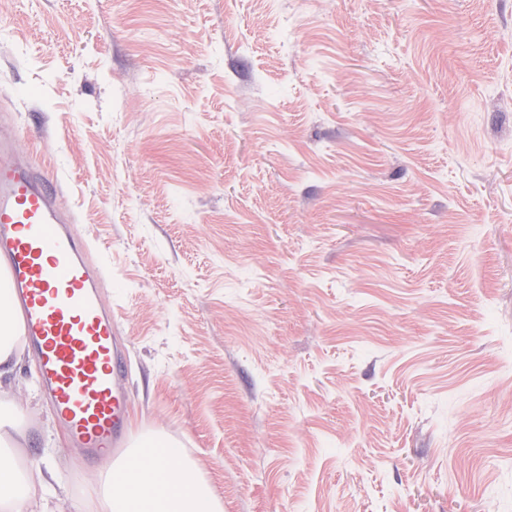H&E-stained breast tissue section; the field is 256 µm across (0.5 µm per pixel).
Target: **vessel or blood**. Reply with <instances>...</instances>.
<instances>
[{"label": "vessel or blood", "instance_id": "obj_1", "mask_svg": "<svg viewBox=\"0 0 512 512\" xmlns=\"http://www.w3.org/2000/svg\"><path fill=\"white\" fill-rule=\"evenodd\" d=\"M52 181L0 133V262L40 360L45 398L75 447H120L125 356L98 294V270Z\"/></svg>", "mask_w": 512, "mask_h": 512}]
</instances>
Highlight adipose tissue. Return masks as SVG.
I'll return each mask as SVG.
<instances>
[{
    "label": "adipose tissue",
    "instance_id": "obj_1",
    "mask_svg": "<svg viewBox=\"0 0 512 512\" xmlns=\"http://www.w3.org/2000/svg\"><path fill=\"white\" fill-rule=\"evenodd\" d=\"M7 278L0 271V385L10 382L22 353L20 314L6 296ZM18 406L0 403V512H53L47 491L52 470L23 472L15 448L22 436ZM165 440H137L131 450L141 469L104 459L91 480L82 512H221L209 486L184 464L180 450L165 452Z\"/></svg>",
    "mask_w": 512,
    "mask_h": 512
}]
</instances>
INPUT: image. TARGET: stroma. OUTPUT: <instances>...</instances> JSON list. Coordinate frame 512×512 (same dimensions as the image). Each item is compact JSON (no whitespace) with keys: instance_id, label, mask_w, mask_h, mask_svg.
Wrapping results in <instances>:
<instances>
[{"instance_id":"stroma-1","label":"stroma","mask_w":512,"mask_h":512,"mask_svg":"<svg viewBox=\"0 0 512 512\" xmlns=\"http://www.w3.org/2000/svg\"><path fill=\"white\" fill-rule=\"evenodd\" d=\"M0 131L224 512H512V0H0ZM23 468L79 512L26 350Z\"/></svg>"}]
</instances>
